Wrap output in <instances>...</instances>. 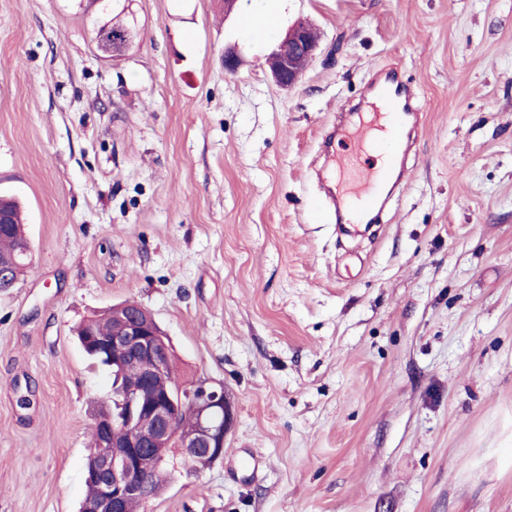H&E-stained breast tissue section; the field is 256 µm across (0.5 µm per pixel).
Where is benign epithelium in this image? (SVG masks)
Segmentation results:
<instances>
[{
	"label": "benign epithelium",
	"instance_id": "obj_1",
	"mask_svg": "<svg viewBox=\"0 0 512 512\" xmlns=\"http://www.w3.org/2000/svg\"><path fill=\"white\" fill-rule=\"evenodd\" d=\"M133 39L130 31L118 32L105 50L122 54ZM317 49L318 39L310 27L291 28L267 56L275 81L284 88L297 85ZM106 343L124 352L135 373L125 377L124 401L116 412L96 419L101 451L91 478L98 482L99 492L83 512H126L127 500L134 496L148 503L146 479L154 469L167 465L171 452L187 464H210L223 455L231 423L222 389L199 384L191 424L179 418L181 391L154 389L156 379L169 367L170 354L164 333L145 308L120 313Z\"/></svg>",
	"mask_w": 512,
	"mask_h": 512
}]
</instances>
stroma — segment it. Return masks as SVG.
<instances>
[{"label":"stroma","mask_w":512,"mask_h":512,"mask_svg":"<svg viewBox=\"0 0 512 512\" xmlns=\"http://www.w3.org/2000/svg\"><path fill=\"white\" fill-rule=\"evenodd\" d=\"M393 67L422 105L401 188L337 227L319 143ZM0 192L32 247L0 291V512H79L111 376L74 328L124 301L233 417L144 512H512V0H0ZM125 29H130V27L120 21H113L101 26L96 32L98 48L101 47V42L112 34L111 40L105 45L104 49L112 51V55L123 54L130 47L134 39L132 32L122 31ZM318 45V39L310 27L297 25L291 28L266 58L275 81L284 88L297 85L315 57Z\"/></svg>","instance_id":"35a3bbf8"}]
</instances>
